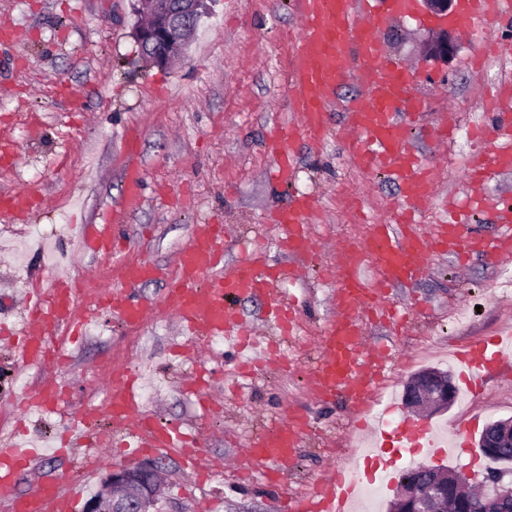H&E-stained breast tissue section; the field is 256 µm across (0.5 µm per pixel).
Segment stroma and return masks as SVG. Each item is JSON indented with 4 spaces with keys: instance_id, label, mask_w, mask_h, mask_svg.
I'll return each mask as SVG.
<instances>
[{
    "instance_id": "35a3bbf8",
    "label": "stroma",
    "mask_w": 512,
    "mask_h": 512,
    "mask_svg": "<svg viewBox=\"0 0 512 512\" xmlns=\"http://www.w3.org/2000/svg\"><path fill=\"white\" fill-rule=\"evenodd\" d=\"M132 0H0V29L18 31V41H0V135L14 140L15 163L0 168V195L24 188L41 204L0 229V314L17 320L26 280L44 273L43 251L74 255L70 274L82 279L94 271L109 274L112 262L84 254L78 227L111 221L123 212L124 254L173 267L194 225L229 224L235 236L224 244V261H241L247 241H267L275 265L294 264L304 278L283 284L296 308L300 328L288 346V372L261 370L246 381L235 376L236 355L224 349L209 358L214 369L208 408L180 386L193 360L176 356L188 344L178 321L157 304L165 281L138 288L152 306L139 326H126L100 312L81 339L70 344L69 360L57 367L19 369L11 350L0 344V392L19 394L43 377L64 387L58 412L29 416L24 440L44 455L22 470L20 492L38 476L80 480L74 502L86 500L107 469L76 478L58 455L57 420L73 409L104 397L101 364L133 362L159 382L149 411L164 425H178L198 436L208 458L222 461L220 476L204 490L191 488L178 455L155 458L166 478L156 512H198L201 493L213 512H280L283 497L308 492L332 465H347L349 408L343 399L317 401L308 377L316 362L312 339L333 318L334 282L321 271L334 259L337 243L366 237L371 221L389 216L400 203L397 185L387 176L355 165L337 133L344 105L360 89L348 82L336 94L329 122L332 133L320 147L294 140L297 169L291 182H274L275 162L267 142L271 127L287 117V62L298 34L296 0H216L191 37L187 56L171 68L141 57L135 37ZM429 36L425 17L399 16L381 33L390 53L408 63L416 76V95L426 114L410 131L413 146L433 164L439 198L419 217L421 223L448 220L449 202L464 204L470 192L462 181L474 152L492 150L497 118L485 113L478 93L512 82V58L490 60L486 70L466 67L482 49L478 36L453 30L457 45L448 61L425 59ZM447 118L456 130L446 146L431 134ZM484 124V139L468 145L466 127ZM138 128L136 160L143 172L140 201L127 202L126 134ZM297 194L314 195L320 217L310 226L316 256L291 255L278 245L280 231L266 224L270 211ZM383 303L410 311V328L395 331L375 320L367 324L371 344L385 348L391 373L373 406L391 418L406 416L405 381L430 367L455 370L459 345L512 330V263L454 253L433 254L419 280L389 289ZM471 412L488 422L512 417V372L490 377L473 396ZM307 414L310 425L280 482L247 481L232 467L233 458L262 431L278 426L291 412Z\"/></svg>"
}]
</instances>
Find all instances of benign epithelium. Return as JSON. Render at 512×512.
Instances as JSON below:
<instances>
[{
    "label": "benign epithelium",
    "mask_w": 512,
    "mask_h": 512,
    "mask_svg": "<svg viewBox=\"0 0 512 512\" xmlns=\"http://www.w3.org/2000/svg\"><path fill=\"white\" fill-rule=\"evenodd\" d=\"M148 9L151 21L135 29L140 46L149 52L151 64L170 67L186 54L184 34L207 10L206 0H137ZM421 6L439 32L424 46V57L446 60L455 52V44L443 29L456 14L459 0H413ZM456 398L453 376L430 368L412 375L404 387L403 404L416 413L446 412ZM482 456L492 463H506L511 458L502 449L512 447V417L487 423L479 437ZM424 479L404 477L389 502V512H475L483 500L459 496L456 487L461 475L442 464L428 466ZM165 489L164 478L155 465L124 466L112 470L102 480L100 489L86 500L83 512H151Z\"/></svg>",
    "instance_id": "benign-epithelium-1"
}]
</instances>
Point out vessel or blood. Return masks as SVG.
<instances>
[{
    "mask_svg": "<svg viewBox=\"0 0 512 512\" xmlns=\"http://www.w3.org/2000/svg\"><path fill=\"white\" fill-rule=\"evenodd\" d=\"M410 0H389L387 14H379L373 0H299L300 31L290 53L289 98L296 118L294 125L274 127L272 150L276 159L274 175L288 182L295 172L291 149L293 138L317 143L329 132L328 102L348 82L361 88L358 98L344 107V123L349 132L346 143L356 165L379 168L399 187L403 197L421 207L435 195L431 171L412 149L407 130L422 106L412 93L414 73L394 61L378 36L388 19L400 15ZM512 10V0H464L459 22L471 30L498 19ZM496 132L502 143L496 151L475 155L464 171L465 181L482 186L492 171L512 169V115L500 113ZM32 198L18 190L0 198V213L8 216L25 211ZM312 197L295 198L287 209L272 212L269 223L284 233V250L305 254L314 244L309 226L315 218ZM121 212H113L108 224H85L80 229L84 253L115 256V241L121 232ZM495 218L506 234L482 240L460 238L456 225L437 224L426 229L410 218L375 224L360 242L342 246L337 253L333 276L337 282L336 315L316 338L320 359L312 373L318 401L328 402L345 395L352 411L370 405L374 389L385 377L386 357L366 344L365 326L381 309L382 289L418 280L429 257L439 250L460 256H512V211L496 209ZM222 224L199 225L178 256L174 272L145 259L126 260L115 269V282L95 289V302L83 306L74 284L57 275L33 277L26 292L24 317L14 331L15 351L20 364L42 366L49 362L48 336L66 329L87 328L97 311L109 312L125 325L142 323L149 306L135 290L145 281L161 279L167 286L161 307L175 316L182 328L201 338H221L238 352L254 353L247 370L275 364L242 320L236 301L260 298L267 305L266 318L280 336L293 334L298 316L282 300L281 285L293 279L292 270L270 265L263 249L247 251L233 272L224 270ZM458 375L465 390L476 391L491 368L512 366V334L492 336L467 345L458 355ZM59 397L55 379H43L24 396L8 398L11 413L31 409L47 410ZM106 413L113 431L126 433L135 453L164 454L181 451L196 485H203L215 468L202 448L192 443L181 428L154 422L142 408L135 377L130 368H121L108 381L102 408H80L76 427L70 428V447L84 448L88 442L81 425L98 413ZM475 420L457 424L450 437L413 418L400 419L390 429H374V440L361 462L358 478L332 468L312 493L295 501L290 512H357L362 481L392 478L404 455L421 453L431 459L447 453L460 454ZM308 418L290 414L280 425L268 430L245 448L239 460L246 469L273 463L286 467L301 444ZM34 457L33 449L21 445L0 447V502L11 512H68L70 497L58 477H38L31 491H17V475Z\"/></svg>",
    "mask_w": 512,
    "mask_h": 512,
    "instance_id": "b4317fda",
    "label": "vessel or blood"
}]
</instances>
